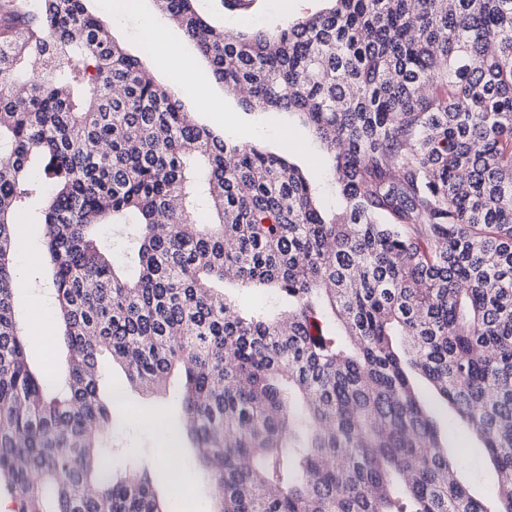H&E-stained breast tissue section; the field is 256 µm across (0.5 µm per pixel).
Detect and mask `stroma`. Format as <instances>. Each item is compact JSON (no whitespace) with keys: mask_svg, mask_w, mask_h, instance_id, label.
Listing matches in <instances>:
<instances>
[{"mask_svg":"<svg viewBox=\"0 0 512 512\" xmlns=\"http://www.w3.org/2000/svg\"><path fill=\"white\" fill-rule=\"evenodd\" d=\"M88 8L105 21L116 42L141 59L160 85L175 92L180 82L194 84L197 98L208 99L209 108L199 109L197 99L186 98L182 104L185 111L195 114L200 124L223 133L226 139L253 144L286 158L309 176L323 199H330L332 187L327 180V158L314 142L310 129L297 117L285 112L249 111L238 100L225 96L220 84L212 79L206 63L198 57L194 45L179 28L169 29L168 34L181 43L187 67L176 71L159 63L154 48L145 44L141 34L145 20L159 22L163 19L154 0H89ZM196 8L214 25L236 33L256 27L273 29L307 12L321 10L322 5L320 0H253L248 9L228 10L222 7L220 0H196ZM16 233V262L27 285L18 289L15 303L19 315L25 319L30 315V290H46L49 273L42 260L40 225L23 224L17 227ZM57 329L53 322L44 327L31 325L27 328L30 363L45 370L54 381L59 378L56 363L66 355L63 344L51 342ZM124 403L129 414L106 435V446L117 459L148 466L157 464L158 449L174 445L171 430L179 420L174 391L162 395L126 387ZM447 439L449 453H456L460 448L469 451V463L460 471V480L473 496H489L495 489L497 474L483 451L477 443L458 437L456 432H449ZM170 464L181 474L185 485L184 493L170 502L172 512H211L210 487L192 448L183 446Z\"/></svg>","mask_w":512,"mask_h":512,"instance_id":"35a3bbf8","label":"stroma"}]
</instances>
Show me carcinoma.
Here are the masks:
<instances>
[{
	"instance_id": "carcinoma-1",
	"label": "carcinoma",
	"mask_w": 512,
	"mask_h": 512,
	"mask_svg": "<svg viewBox=\"0 0 512 512\" xmlns=\"http://www.w3.org/2000/svg\"><path fill=\"white\" fill-rule=\"evenodd\" d=\"M0 12V487L12 512H170L163 469L112 459L103 352L130 384L182 376L178 433L213 512H512V0H328L228 33L154 0L247 107L298 114L336 206L144 78L88 0ZM495 49L488 50L489 40ZM23 90L20 95L17 90ZM168 230H158L159 217ZM44 226L63 381L27 360L13 249ZM135 224L123 278L95 233ZM269 285L243 314L224 281ZM425 378L498 471L457 478Z\"/></svg>"
}]
</instances>
